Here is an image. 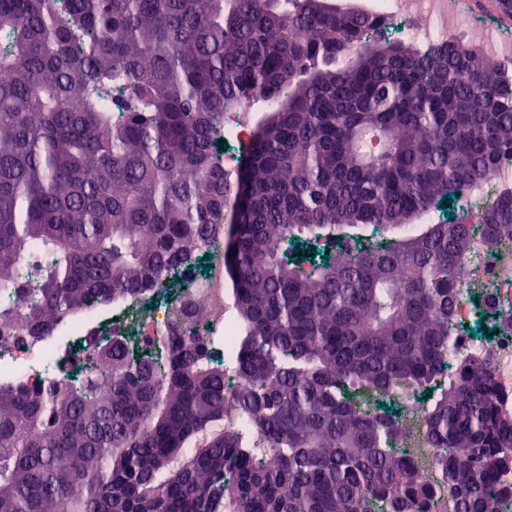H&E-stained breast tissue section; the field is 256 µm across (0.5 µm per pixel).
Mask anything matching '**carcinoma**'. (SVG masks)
Wrapping results in <instances>:
<instances>
[{
  "label": "carcinoma",
  "instance_id": "carcinoma-1",
  "mask_svg": "<svg viewBox=\"0 0 512 512\" xmlns=\"http://www.w3.org/2000/svg\"><path fill=\"white\" fill-rule=\"evenodd\" d=\"M375 32L318 0H0V326L36 341L145 295L237 214L232 335L186 302L181 336L104 339L65 388L0 379V512H436L376 408L445 370L419 433L457 512H512V419L483 356L448 360L456 265L512 243V189L433 218L512 153V84ZM228 122L232 129V134L228 142L242 147L250 138V127L252 124L250 112H237L228 116ZM224 426L236 429L241 436L250 439L253 433L247 430L245 424L238 417L236 409V397L234 391H227L224 405Z\"/></svg>",
  "mask_w": 512,
  "mask_h": 512
}]
</instances>
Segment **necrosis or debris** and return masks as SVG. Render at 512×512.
Wrapping results in <instances>:
<instances>
[{
    "instance_id": "1",
    "label": "necrosis or debris",
    "mask_w": 512,
    "mask_h": 512,
    "mask_svg": "<svg viewBox=\"0 0 512 512\" xmlns=\"http://www.w3.org/2000/svg\"><path fill=\"white\" fill-rule=\"evenodd\" d=\"M366 14L395 33L425 45L434 40H465L477 46L483 58L494 67L512 61V32L466 10L463 0H369ZM512 180V155H505L491 176L468 193V205L458 207L461 220L473 219L476 202L493 197ZM180 295L159 299L145 309L131 311L128 306L102 307L93 318L75 323L68 340L50 339L47 343L24 340L15 343L11 354L0 360V374L26 373L29 384L37 386L46 380L59 385L72 382L71 367L76 362V343H90L108 335L134 328L137 336L150 339L173 331V312L183 300H191L196 310L209 318L210 329L229 327L225 308L224 241L216 239L207 254L204 272L183 270ZM462 288L454 301L456 322L452 360L475 353L487 355L493 370L496 402L503 415L512 417V325L503 322L512 312V252L482 243L463 258L457 269ZM53 357L56 371L46 376L40 363ZM418 475L422 483L432 487L440 512H456V498L448 489L433 464V450L419 446L414 450Z\"/></svg>"
}]
</instances>
